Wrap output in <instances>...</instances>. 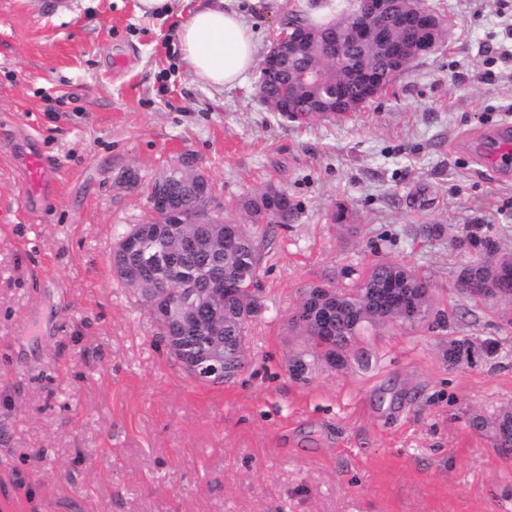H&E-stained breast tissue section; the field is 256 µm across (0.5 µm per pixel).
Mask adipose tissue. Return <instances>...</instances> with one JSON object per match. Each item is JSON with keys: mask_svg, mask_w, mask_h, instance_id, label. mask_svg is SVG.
I'll use <instances>...</instances> for the list:
<instances>
[{"mask_svg": "<svg viewBox=\"0 0 512 512\" xmlns=\"http://www.w3.org/2000/svg\"><path fill=\"white\" fill-rule=\"evenodd\" d=\"M178 37L191 76L209 88L235 87L256 65L254 33L230 0H200Z\"/></svg>", "mask_w": 512, "mask_h": 512, "instance_id": "adipose-tissue-1", "label": "adipose tissue"}]
</instances>
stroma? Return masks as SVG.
Wrapping results in <instances>:
<instances>
[{"instance_id": "35a3bbf8", "label": "stroma", "mask_w": 512, "mask_h": 512, "mask_svg": "<svg viewBox=\"0 0 512 512\" xmlns=\"http://www.w3.org/2000/svg\"><path fill=\"white\" fill-rule=\"evenodd\" d=\"M347 3L238 7L262 55L288 12ZM426 3L448 40L357 112L298 122L265 109L257 73L194 81L178 29L198 0L167 16L0 0V512H512V457L469 424L512 405V325L503 299L456 288L488 247L512 253V178L464 147L512 114V0ZM29 149L57 164L34 210L16 162ZM172 167L209 178L218 222H244L271 186L297 207L270 230L265 310L221 385L182 369L112 267ZM381 259L427 280L445 325L383 332L367 360L293 379L303 289ZM461 338L481 350L448 364Z\"/></svg>"}]
</instances>
